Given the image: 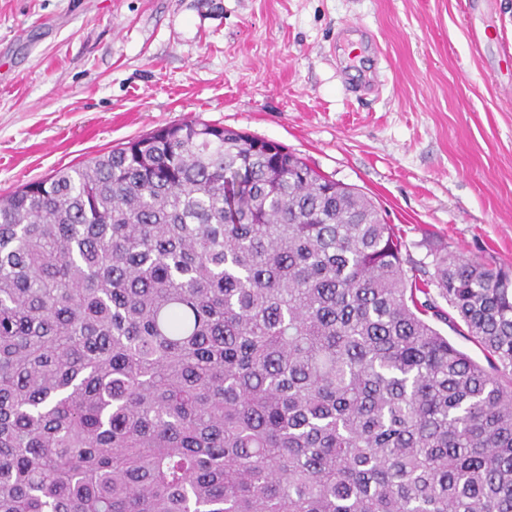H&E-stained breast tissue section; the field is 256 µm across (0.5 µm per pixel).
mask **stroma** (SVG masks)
<instances>
[{
	"label": "stroma",
	"mask_w": 512,
	"mask_h": 512,
	"mask_svg": "<svg viewBox=\"0 0 512 512\" xmlns=\"http://www.w3.org/2000/svg\"><path fill=\"white\" fill-rule=\"evenodd\" d=\"M347 23L378 40L365 95ZM185 121L365 193L416 276L512 269V0H0V194Z\"/></svg>",
	"instance_id": "stroma-1"
}]
</instances>
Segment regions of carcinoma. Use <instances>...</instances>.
<instances>
[{"mask_svg":"<svg viewBox=\"0 0 512 512\" xmlns=\"http://www.w3.org/2000/svg\"><path fill=\"white\" fill-rule=\"evenodd\" d=\"M404 265L366 194L203 122L0 196V512H512V272ZM436 326L442 331L443 334L448 336L449 340L457 348L467 353L474 360L482 363L483 365H487L484 354L478 345L467 339L465 336L459 335L443 322L436 321Z\"/></svg>","mask_w":512,"mask_h":512,"instance_id":"carcinoma-1","label":"carcinoma"}]
</instances>
